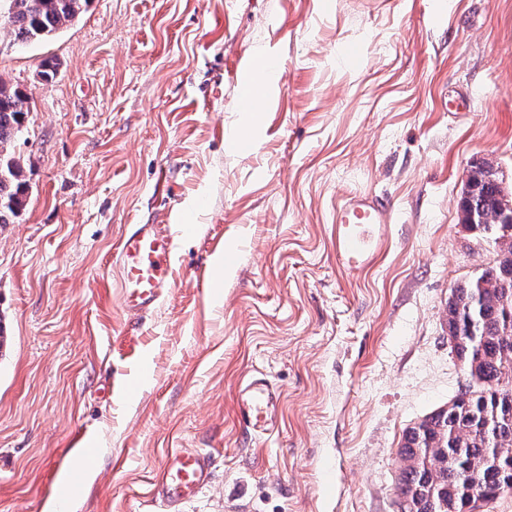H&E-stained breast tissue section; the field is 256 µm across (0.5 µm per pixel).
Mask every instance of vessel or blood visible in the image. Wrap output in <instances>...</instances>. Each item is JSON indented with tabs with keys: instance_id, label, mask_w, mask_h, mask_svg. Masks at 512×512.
<instances>
[{
	"instance_id": "1",
	"label": "vessel or blood",
	"mask_w": 512,
	"mask_h": 512,
	"mask_svg": "<svg viewBox=\"0 0 512 512\" xmlns=\"http://www.w3.org/2000/svg\"><path fill=\"white\" fill-rule=\"evenodd\" d=\"M283 74L278 57L268 56L255 66L250 82L238 85L241 111L251 112L266 104L256 82H279ZM208 200L199 197L193 213L179 225L130 224L112 256L117 275L114 282L124 312L133 318L153 310L171 285L174 239L178 232L195 227V215L206 210ZM390 215L382 198L370 194L353 195L336 205L332 213L333 245L343 266L361 269L369 266L387 244L384 228ZM278 394L266 378L250 377L238 390V408L243 424L262 431L271 423ZM210 460L207 455L181 448L166 456L162 471L150 482L149 493L161 500L167 512H183L185 504L196 499L208 486Z\"/></svg>"
}]
</instances>
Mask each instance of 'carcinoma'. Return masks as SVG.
Segmentation results:
<instances>
[{
	"label": "carcinoma",
	"instance_id": "1",
	"mask_svg": "<svg viewBox=\"0 0 512 512\" xmlns=\"http://www.w3.org/2000/svg\"><path fill=\"white\" fill-rule=\"evenodd\" d=\"M4 27L27 47L55 37L90 0H7ZM30 98L0 78V224H13L28 195L21 156L9 145L21 138ZM498 189L483 182L470 207L479 216L498 206ZM492 244L493 264L456 284L448 297L452 350L471 379L466 389L423 417L403 436L398 496L405 512H472L512 490V223L477 224Z\"/></svg>",
	"mask_w": 512,
	"mask_h": 512
}]
</instances>
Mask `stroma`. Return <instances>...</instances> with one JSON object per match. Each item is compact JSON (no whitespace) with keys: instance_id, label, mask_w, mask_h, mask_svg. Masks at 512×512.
<instances>
[{"instance_id":"obj_1","label":"stroma","mask_w":512,"mask_h":512,"mask_svg":"<svg viewBox=\"0 0 512 512\" xmlns=\"http://www.w3.org/2000/svg\"><path fill=\"white\" fill-rule=\"evenodd\" d=\"M268 53L283 81L239 111L233 72ZM0 78L31 100L30 190L0 226V512H57L82 463L76 512H165L149 483L171 448L211 457L184 512H397L405 430L466 382L448 296L495 258L460 222L469 162L512 192V0H90L49 41L0 31ZM355 192L389 201V246L348 271L331 212ZM200 194L161 305L128 320L126 225L177 223ZM260 374L264 433L236 407ZM278 397L266 378L250 377L238 390L237 403L243 424L251 430L264 431L272 422Z\"/></svg>"}]
</instances>
